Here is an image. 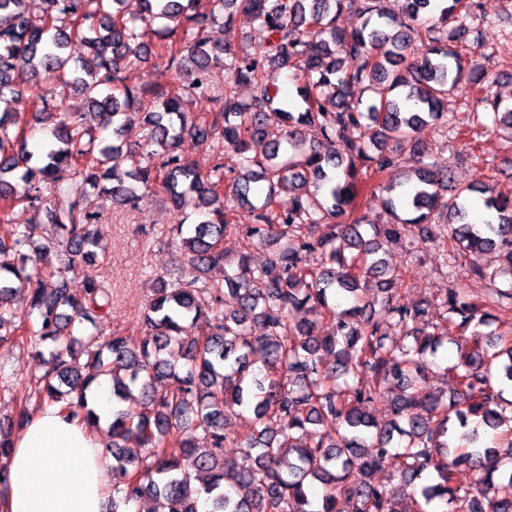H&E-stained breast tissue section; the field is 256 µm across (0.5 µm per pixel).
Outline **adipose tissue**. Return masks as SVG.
<instances>
[{
  "label": "adipose tissue",
  "instance_id": "obj_1",
  "mask_svg": "<svg viewBox=\"0 0 512 512\" xmlns=\"http://www.w3.org/2000/svg\"><path fill=\"white\" fill-rule=\"evenodd\" d=\"M111 484L99 434L47 406L13 441L0 512H107Z\"/></svg>",
  "mask_w": 512,
  "mask_h": 512
}]
</instances>
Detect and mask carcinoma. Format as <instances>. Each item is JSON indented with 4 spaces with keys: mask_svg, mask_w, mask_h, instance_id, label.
Instances as JSON below:
<instances>
[{
    "mask_svg": "<svg viewBox=\"0 0 512 512\" xmlns=\"http://www.w3.org/2000/svg\"><path fill=\"white\" fill-rule=\"evenodd\" d=\"M381 0H212L222 13L201 12L203 0H46L42 25L25 14L26 0H0V100H28L52 124L54 142L28 149L16 121L0 116V202L47 208L51 222L67 233L72 262L97 256L99 223L91 196L107 192L118 206L137 199L136 186H156L180 213L191 209L206 220L183 233L180 250L193 273L177 285L156 279L144 311L150 338L137 346L121 334L104 336L101 313L112 306L103 283L90 280L75 292L66 271L37 265L46 246L36 227L25 225L0 239V348L24 341L23 332L54 345L34 394L43 406L60 405L91 428L100 418L88 392L104 377L112 382V494L129 507L146 495L164 500L168 512H426L439 500L446 512H512V336L489 339L480 327L512 313V198L489 187L450 186L451 175L427 162L426 128H448V96L482 82L483 66L461 51L465 19L473 0H399L398 12ZM358 10L359 27L336 25L345 10ZM250 15L268 45L253 56L214 46L197 31L209 20L231 25ZM162 24L164 40L148 39ZM80 37L90 56L66 55ZM149 55L187 80L193 94L219 90L224 109L209 119L164 98L159 83L129 87L121 76ZM297 70L302 105L283 99L273 73ZM59 81L87 96L88 111L69 112L31 94L32 86ZM241 84L257 94L248 103L234 97ZM371 93L366 109L355 88ZM476 125L512 142V106L479 99ZM124 137L133 124L148 130L159 150L121 155L94 136L96 118ZM286 127L284 138L260 155L248 152L264 140L266 124ZM329 143L321 153L304 129ZM222 131L223 152L206 173L181 165L185 143ZM359 131L350 138L347 132ZM288 159L280 160L281 151ZM230 161H224V154ZM411 163L396 182L388 174ZM71 170L65 190L58 174ZM450 197H445L446 192ZM484 194L490 219H469L472 195ZM379 203L390 220L375 224L365 213ZM440 230L448 276L459 268L485 280L489 294L470 298L456 288L445 296L442 324L427 330L425 310L393 304L396 275L383 257L384 244L404 225ZM244 242L233 273L221 282L207 273L224 267V236ZM280 244L261 267L250 246ZM496 249L504 267L489 270L479 259ZM55 280L54 288L43 279ZM377 281L381 297L364 295L362 281ZM209 292L213 316L197 302ZM28 299L24 311L12 296ZM352 296L341 311L330 300ZM396 318L401 341L386 345L389 328L376 307ZM316 315L331 332L315 331ZM260 323L265 334L252 338ZM457 347L459 362L446 368L448 397L429 385L427 355L443 343ZM182 347L179 367L161 354ZM86 356L85 366L77 359ZM336 358L325 371L322 356ZM374 372L382 385L402 390L395 418L376 428L370 406L380 396L357 382ZM139 391V407L123 402ZM252 411L256 428L234 457L224 455V417L233 407ZM13 424L0 421V469L12 454ZM208 444L198 446L196 433ZM474 481L461 485L458 467ZM385 469L407 483L420 481L418 499L398 507L375 475Z\"/></svg>",
    "mask_w": 512,
    "mask_h": 512,
    "instance_id": "carcinoma-1",
    "label": "carcinoma"
}]
</instances>
